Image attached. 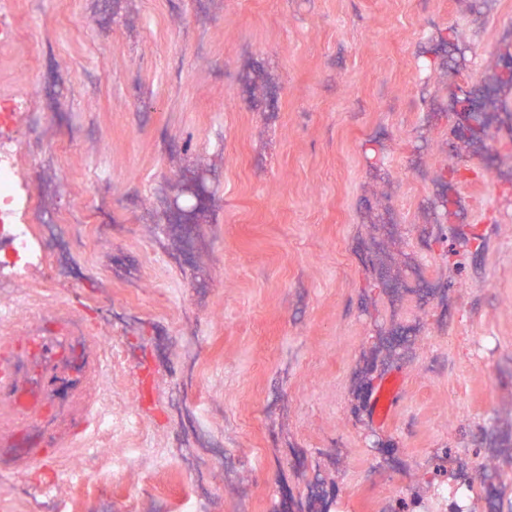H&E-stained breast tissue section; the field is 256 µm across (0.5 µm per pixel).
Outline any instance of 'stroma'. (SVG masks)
Instances as JSON below:
<instances>
[{"label": "stroma", "instance_id": "stroma-1", "mask_svg": "<svg viewBox=\"0 0 512 512\" xmlns=\"http://www.w3.org/2000/svg\"><path fill=\"white\" fill-rule=\"evenodd\" d=\"M13 18L0 99L26 102L17 165L71 245L11 293L51 279L38 329L80 316L120 348L95 391L111 430L0 472V512L50 484L62 512H179L197 487L208 512H449L434 490L467 474L462 512H512V0H13ZM462 84L491 118L473 145L448 110ZM56 372L64 439L81 371ZM393 374L381 426L365 401ZM177 380L183 406L223 407V448L179 431ZM127 448L177 456L112 476Z\"/></svg>", "mask_w": 512, "mask_h": 512}]
</instances>
